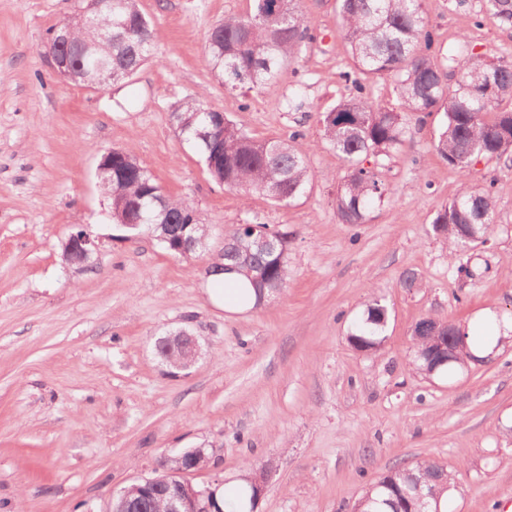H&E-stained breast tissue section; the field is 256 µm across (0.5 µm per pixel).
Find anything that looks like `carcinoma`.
<instances>
[{"label": "carcinoma", "mask_w": 512, "mask_h": 512, "mask_svg": "<svg viewBox=\"0 0 512 512\" xmlns=\"http://www.w3.org/2000/svg\"><path fill=\"white\" fill-rule=\"evenodd\" d=\"M250 13L231 16L209 34L211 64L224 85L249 84L270 88L281 66L297 56L302 45L313 39L309 21L299 0H252ZM488 12L502 22H512V0H484ZM338 15L347 53L353 66L340 73L350 86V96L318 113L323 140L346 162V173L336 189V215L345 224H362L385 188L375 170L364 166L368 158H389L404 142L403 113L441 115L435 149L449 167L465 173L478 159L512 155V62L483 54L441 59L433 49V33L423 9V0H338ZM130 21L131 29L118 32L115 22ZM75 67L90 73L103 66L116 72L139 69L152 56L157 32L139 8L138 0H118L112 14L102 13L89 22L81 15L70 18ZM388 76L396 82L397 103L375 104L362 81L364 76ZM456 77L448 84V76ZM207 107L190 99L178 105L177 129L208 157L206 139L198 132L210 130L202 112ZM295 131L286 139L256 140L229 119L217 134L220 155L208 173L228 190L244 196L261 194L278 205H288L311 189L312 174ZM122 176L112 181V218L138 206L145 224H166L169 234L198 238L202 230L194 209L186 202L166 198L160 207L154 198L164 194L161 185L136 158L124 153ZM495 200L488 189L465 186L442 207L432 221L435 236L455 247L462 243L483 245L492 224ZM188 224L190 228L182 230ZM275 243L272 252L245 250L249 230L236 228L224 239L221 267H238L257 291L282 293L288 288V256L278 239L290 232L257 225ZM388 320V309L379 300L367 305L348 339L360 351L378 350ZM470 357L439 367L414 356L416 369L424 375H442L464 366ZM448 472L434 463H420L381 475L359 498L357 512H440L441 495L448 490ZM223 512H252L254 492L246 487L224 504Z\"/></svg>", "instance_id": "carcinoma-1"}]
</instances>
